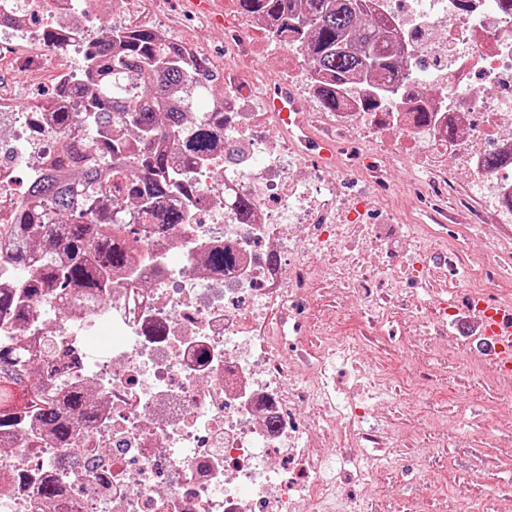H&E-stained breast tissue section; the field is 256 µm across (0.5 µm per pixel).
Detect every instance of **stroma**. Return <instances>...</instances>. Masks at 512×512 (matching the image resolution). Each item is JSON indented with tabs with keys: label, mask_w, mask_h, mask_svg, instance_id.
<instances>
[{
	"label": "stroma",
	"mask_w": 512,
	"mask_h": 512,
	"mask_svg": "<svg viewBox=\"0 0 512 512\" xmlns=\"http://www.w3.org/2000/svg\"><path fill=\"white\" fill-rule=\"evenodd\" d=\"M172 39L195 40L224 90V35L199 29L182 0H164ZM34 76L19 99L27 110L38 94L50 91L59 73L79 69L78 55L46 58L37 40H20L0 58V88L13 90L27 60ZM477 254L512 263V235L500 225L461 228ZM364 351L384 373L391 391L386 410L398 434L390 453L399 468L374 474L378 512H512V399L502 394L490 368L466 371L459 352L428 346L426 375L405 371L411 345L423 343L420 326L404 313H390L379 334L362 337Z\"/></svg>",
	"instance_id": "obj_1"
}]
</instances>
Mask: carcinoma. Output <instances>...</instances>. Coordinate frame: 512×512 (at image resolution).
Masks as SVG:
<instances>
[{"instance_id": "carcinoma-1", "label": "carcinoma", "mask_w": 512, "mask_h": 512, "mask_svg": "<svg viewBox=\"0 0 512 512\" xmlns=\"http://www.w3.org/2000/svg\"><path fill=\"white\" fill-rule=\"evenodd\" d=\"M244 14L268 19L272 41L302 55L311 70L326 76L319 85L322 108L336 110L341 91L359 93L360 105L374 111L399 77V65L384 20L373 17L370 0H237ZM69 28L47 27L44 41L61 45L76 35ZM83 82L57 79L53 97L70 99L73 111L53 112L61 135L90 131L94 151L61 157L81 170L71 184L46 170L27 183L26 198L11 214L5 230L16 265L32 261L42 267V287L50 298L79 290L103 293L114 269L130 263L138 238L129 212L144 224L193 223V199L186 171L209 151L214 130L224 125V109L201 113L197 124L183 127L184 113L195 109L213 82L203 57H186L182 45L160 39L148 27L114 26L82 54ZM179 195L180 208L158 211L164 199ZM33 288L0 291V315L25 319ZM31 353L0 343V432L36 419L59 442L68 440L75 412L89 415L75 392L43 396L38 389L22 407L13 405L10 382L24 377Z\"/></svg>"}]
</instances>
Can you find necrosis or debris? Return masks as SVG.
I'll return each mask as SVG.
<instances>
[{"label": "necrosis or debris", "instance_id": "obj_1", "mask_svg": "<svg viewBox=\"0 0 512 512\" xmlns=\"http://www.w3.org/2000/svg\"><path fill=\"white\" fill-rule=\"evenodd\" d=\"M18 3L27 19L68 26L92 11L111 24L105 0ZM375 12L403 75L376 112L347 93L336 111H311L317 85L305 65L266 83L251 62L254 33L268 24L234 18L224 127L188 173L198 223L139 226L131 265L112 272L105 295L62 306L43 298L26 322L0 321L1 342L69 357L52 376L30 361L38 388L91 397L66 444L32 425L0 434V512H326L347 483L363 492L337 512H370V473L394 464L387 381L357 338L310 347L314 327L345 309L377 328L389 310L417 313L413 290L435 282L448 290L433 313L435 341L466 312L512 321V265L473 262L458 235L464 224L512 223V10L377 0ZM429 76L438 92L423 89ZM276 93L294 98L337 159L335 180L311 166L296 131L270 134ZM17 101L0 93L1 223L22 199L19 168H45L58 152L49 111L21 112ZM354 137L374 149L349 164ZM491 154L499 163L488 168ZM390 156L413 175L410 199L436 226L431 245L411 224L352 219V196L396 192ZM228 193L250 197L249 221ZM221 251L231 260L214 266ZM392 268L402 285L390 291L380 281ZM326 291L337 308L322 309Z\"/></svg>", "mask_w": 512, "mask_h": 512}]
</instances>
